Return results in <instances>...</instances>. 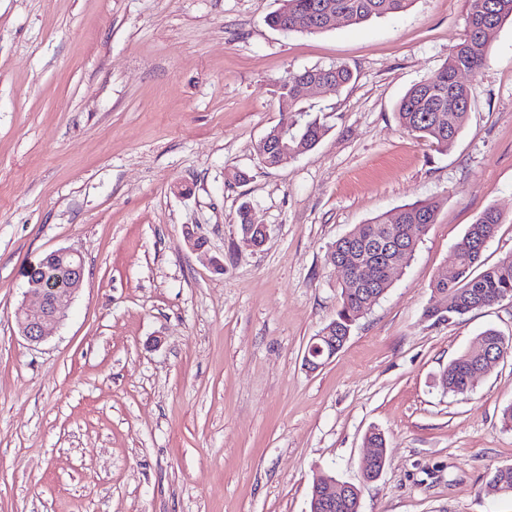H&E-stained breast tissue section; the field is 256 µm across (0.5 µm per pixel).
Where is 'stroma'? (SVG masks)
<instances>
[{"label": "stroma", "mask_w": 512, "mask_h": 512, "mask_svg": "<svg viewBox=\"0 0 512 512\" xmlns=\"http://www.w3.org/2000/svg\"><path fill=\"white\" fill-rule=\"evenodd\" d=\"M278 5L0 0V512H309L321 472L360 486V512H512L483 492L512 465V353L467 394L438 385L481 332L512 340V300L426 315L485 208L503 216L485 263L512 258V22L465 75L468 118L440 153L395 109L464 38L470 0L311 34L268 27ZM336 64L352 81L309 97L321 141L265 166L279 79ZM418 200L438 209L410 264L308 370L340 306L331 246ZM244 207L262 247L241 240ZM60 248L84 279L33 344L12 314ZM374 428L387 462L367 482Z\"/></svg>", "instance_id": "obj_1"}]
</instances>
